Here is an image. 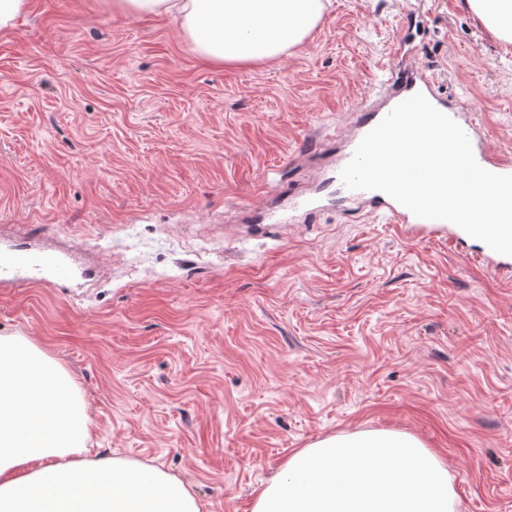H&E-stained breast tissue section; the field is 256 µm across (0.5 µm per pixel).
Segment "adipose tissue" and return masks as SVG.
<instances>
[{
    "label": "adipose tissue",
    "mask_w": 512,
    "mask_h": 512,
    "mask_svg": "<svg viewBox=\"0 0 512 512\" xmlns=\"http://www.w3.org/2000/svg\"><path fill=\"white\" fill-rule=\"evenodd\" d=\"M512 43V0H467ZM129 18L172 17L209 63L259 65L301 45L325 0H112ZM91 422L69 371L25 336H0V512H201L157 465L91 457ZM448 464L415 436L362 430L297 449L255 492L251 512H455Z\"/></svg>",
    "instance_id": "ef3b65f1"
}]
</instances>
